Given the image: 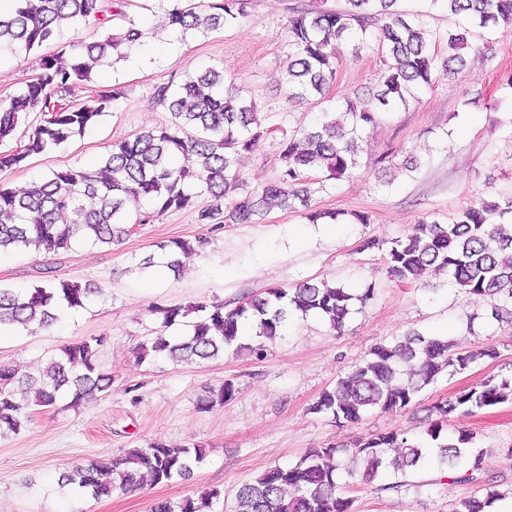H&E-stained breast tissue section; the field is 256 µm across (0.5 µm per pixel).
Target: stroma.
<instances>
[{"instance_id": "stroma-1", "label": "stroma", "mask_w": 512, "mask_h": 512, "mask_svg": "<svg viewBox=\"0 0 512 512\" xmlns=\"http://www.w3.org/2000/svg\"><path fill=\"white\" fill-rule=\"evenodd\" d=\"M312 2L252 0L247 17L234 26L181 35L165 30L160 0H127V16L146 38L120 65L99 68L92 82L76 89L82 100L116 87L123 97L84 137L32 157L26 166L0 174V181L21 192L49 170L97 165L112 142L169 122L167 108L153 98L156 84H177L212 66L223 69L226 84L255 98L269 131L258 149L239 156L238 169L252 188L272 180L283 133L314 125L323 109L343 98L367 105L383 75L370 30L360 52L344 46L324 104L288 99L280 86L290 52L288 17L291 8ZM398 7L420 15L437 37L436 53L446 55L454 18L427 0H398ZM472 41L489 44L493 60L468 54L464 67L418 92L408 108L383 114L366 131L354 178L335 181L312 173L320 187L311 204L339 213L335 235H319L297 212L274 209L260 224L203 225L188 208L133 225L109 248L77 243L57 253L0 255L2 288H28L49 271L103 290L92 306L68 315L53 332L0 334V361L35 373L65 344L100 335L107 339L100 362L113 379L103 399L76 411H34L19 433L0 436V512H149L155 501L175 502L207 488L222 492L214 512H231L238 487L269 466L292 465L309 449L377 432L394 430L427 442L426 407L490 376L512 381V328L486 318L484 305L449 284L447 276L429 274L418 284L393 281L383 251L363 247L370 238L386 244L404 237L422 216L443 220L479 199L512 191V87L506 83L512 75V26L474 29ZM41 57L36 50L0 51V99L24 87ZM410 159L419 163L416 172L405 168ZM354 212L367 213L369 223H353ZM199 236L208 243L187 259L181 277L148 279L138 272V261L156 253L160 243ZM304 280L355 292L370 287L374 294L340 334L317 318L298 317L259 356L229 347L201 363L135 360V347L160 333L154 306L221 302L232 308L243 298ZM410 331L446 336L463 349L492 345L498 356L440 376L407 411L373 410L355 426L311 413L319 394L372 346ZM227 379L237 388L234 399L224 408L198 411L206 391ZM461 429L473 432V448L483 454L481 480H497L505 494L497 512H512V404L454 415L442 433ZM154 441L195 443L206 456L190 479L109 498L58 484L75 466ZM479 488V482L449 483L438 469L426 468L406 476L389 469L371 483L347 481L343 491L353 500V512H451Z\"/></svg>"}]
</instances>
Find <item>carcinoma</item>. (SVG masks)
<instances>
[{
	"mask_svg": "<svg viewBox=\"0 0 512 512\" xmlns=\"http://www.w3.org/2000/svg\"><path fill=\"white\" fill-rule=\"evenodd\" d=\"M169 27L186 34L207 33L233 25L248 14L251 0H165ZM448 14L480 28L503 21L512 25V0H430ZM126 0H20L16 10L0 15V48L38 50L56 43L63 29L92 22L104 29L93 42L72 45L71 61L56 53L41 58L38 72L16 94L0 100V172L25 166L33 155L60 147L96 124L120 97L119 90L96 97L74 99L75 88L92 79L94 70L125 58L123 49L143 37L124 19ZM397 0H347L345 9L292 8L287 34L291 54L286 85L291 97L325 98L341 60V46L369 28L376 29L377 49L385 66L376 104L360 108L345 99L341 118L324 111L321 120L293 130L280 143L277 177L258 189H249L236 159L252 152L269 131L260 128L255 101L235 87L224 88V72L207 68L175 85L168 81L153 88V99L168 107L171 120L112 144L94 168L51 171L17 193L0 184V252L69 249L75 234L92 245L110 246L129 232L168 212L194 207L204 225L258 224L276 207L308 210L315 223L326 213L310 209L308 174L324 170L336 179L351 176L361 152L362 132L375 125L378 115L407 104L421 88L465 62L464 52L493 59L489 46L471 45L469 31L450 30L448 56L437 64L426 30L405 18ZM39 119L16 137L23 115ZM152 210L141 211L142 202ZM206 239L171 240L161 254L140 263L146 270L161 263L179 277L182 257L203 248ZM385 263L393 279L415 283L429 271L444 273L453 285L483 303L497 322L512 324V194L502 201H481L457 212L448 222L422 220L386 249ZM102 289L50 277L24 290L0 288V324L47 327L56 312L91 306ZM373 296L367 288L354 295L340 286L305 281L295 287L271 288L228 309L224 304L159 305L152 312L162 328L178 329L172 336H155L135 350L139 363L167 359L193 363L224 355V347L256 353L261 344L244 342L242 325L256 327V337L281 335L296 315L317 314L336 332H342L353 301L364 304ZM105 336H89L64 345L56 356L31 376L0 361V434L18 433L38 408L78 410L112 390V374L99 363ZM497 357L494 346L457 349L444 338L409 332L390 345L374 346L351 371L323 390L310 407L330 413L340 423L357 424L374 409L397 412L409 408L419 393L439 376L461 373L480 359ZM236 389L227 379L201 398L197 408L209 412L224 407ZM512 403V383L488 378L478 387L427 408V435L435 442L424 447L398 431L372 433L348 448H313L294 465L265 469L236 493L233 512H352V499L341 493V477L374 481L387 467L405 475L435 465L452 483L472 482L482 471V454L469 444L466 430L453 439H440L443 424L460 412ZM390 448L399 456L388 459ZM203 461L197 446H169L150 442L128 449L108 461H92L64 474L65 482L86 490L96 499L120 490L133 491L145 481L157 485L186 479ZM218 489L177 502L161 500L151 512H212ZM503 494L495 481L481 485V494L460 500L452 512H487Z\"/></svg>",
	"mask_w": 512,
	"mask_h": 512,
	"instance_id": "carcinoma-1",
	"label": "carcinoma"
}]
</instances>
